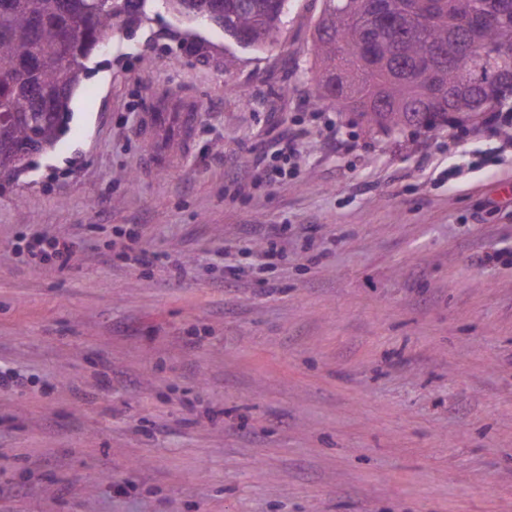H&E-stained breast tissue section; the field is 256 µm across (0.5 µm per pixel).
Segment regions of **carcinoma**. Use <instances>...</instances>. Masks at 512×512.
Segmentation results:
<instances>
[{"label":"carcinoma","instance_id":"1","mask_svg":"<svg viewBox=\"0 0 512 512\" xmlns=\"http://www.w3.org/2000/svg\"><path fill=\"white\" fill-rule=\"evenodd\" d=\"M150 0H0V113L24 116L6 131L26 146L38 138L58 145L69 112L55 117L38 106L46 95L78 90L90 74L87 63L112 30L141 21ZM227 37L263 49L282 33L288 0H189ZM418 0H382L383 18L373 21L365 0H321L313 31L312 70L319 97L339 112H356L385 131L406 126L434 130L449 116L473 120L512 103V73L481 84L473 71L441 64L458 53L461 22L484 5L500 23L476 39L512 47V0H430L432 12L418 29ZM78 21L84 35L72 33Z\"/></svg>","mask_w":512,"mask_h":512}]
</instances>
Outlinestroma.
Listing matches in <instances>:
<instances>
[{
	"label": "stroma",
	"mask_w": 512,
	"mask_h": 512,
	"mask_svg": "<svg viewBox=\"0 0 512 512\" xmlns=\"http://www.w3.org/2000/svg\"><path fill=\"white\" fill-rule=\"evenodd\" d=\"M320 7L288 0L263 51L152 8L0 186V368L26 383L0 512H512V141L319 100ZM164 98L194 120L154 156ZM254 224L287 225L280 257ZM32 235L74 239L70 268L24 265Z\"/></svg>",
	"instance_id": "1"
}]
</instances>
